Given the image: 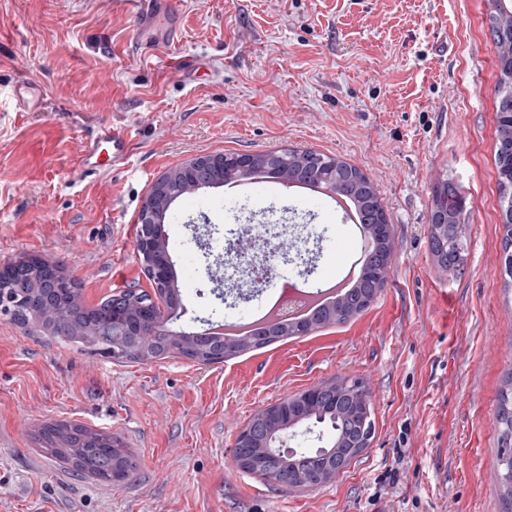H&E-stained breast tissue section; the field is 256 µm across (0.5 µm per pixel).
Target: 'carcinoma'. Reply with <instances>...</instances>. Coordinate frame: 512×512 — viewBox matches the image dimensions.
<instances>
[{
	"mask_svg": "<svg viewBox=\"0 0 512 512\" xmlns=\"http://www.w3.org/2000/svg\"><path fill=\"white\" fill-rule=\"evenodd\" d=\"M492 32L497 50L500 78L498 82L497 114L500 123L496 134V166L498 188L502 208L504 236V270L512 280V126L507 116L512 114V15L494 8L491 15ZM283 160L268 163L263 167L273 178L302 175L311 180L336 175V191L353 199L364 214L363 223L374 226L379 240V249L370 257L362 283L331 307L318 309L308 322L307 331L315 328L346 322L365 309L385 286L386 280L378 272L388 262L393 250L391 232L383 229L386 224L383 208L371 180L356 166L338 158L309 150L287 149L282 151ZM465 201L449 182L436 186L429 215L432 252L439 265L455 270L464 263ZM62 268L55 263L40 261L35 267L7 266L0 274V280L12 284V293H30L38 289L44 293L48 284L58 282ZM127 306L134 309L158 308L154 298L162 299L166 305L174 303V294L163 288H156L150 294L143 290L128 288L121 292ZM114 298L89 308L84 304L66 305L59 309L65 320L77 331L65 336L67 340H82L101 346L112 357L126 360L165 358L169 354V340L156 336L144 346L137 347L136 337L128 336L124 348L116 349L112 332L104 329L105 314L110 312ZM13 319L22 324L35 323L51 334H57L58 326L44 315H35L29 310L17 307L10 312ZM296 335L294 325H280L251 336L243 348L260 347L285 336ZM326 400L336 403H357L359 407L370 404L366 392L356 385L340 389L336 394H327ZM329 429V441L334 447L318 453L307 448L297 449V456L288 459L268 448L258 457L257 463L248 471L291 486H316L323 483L322 476L329 470L342 472L360 449L350 446L358 435L367 438L372 433L373 421L367 416L361 418L341 409L336 418L323 419ZM498 440L501 452L498 457L500 468L501 497L506 503V512H512V472L509 471L508 453H512V372L500 390L496 414ZM44 453L59 463L69 465L86 477L112 481L127 476L132 463L123 448L112 447V436L91 432L81 425L59 424L44 428L40 435Z\"/></svg>",
	"mask_w": 512,
	"mask_h": 512,
	"instance_id": "obj_1",
	"label": "carcinoma"
}]
</instances>
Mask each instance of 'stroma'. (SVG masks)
I'll list each match as a JSON object with an SVG mask.
<instances>
[{
	"instance_id": "obj_1",
	"label": "stroma",
	"mask_w": 512,
	"mask_h": 512,
	"mask_svg": "<svg viewBox=\"0 0 512 512\" xmlns=\"http://www.w3.org/2000/svg\"><path fill=\"white\" fill-rule=\"evenodd\" d=\"M180 39L133 56L122 0H0V268L60 263L93 307L153 283L134 249L153 183L217 153L312 150L372 181L393 228L374 302L343 324L203 366L119 362L0 313V512H502L496 411L512 371L494 147L500 69L490 0H176ZM43 102L19 112L11 88ZM104 122L127 136L111 170H79ZM466 203L465 262L431 249L436 186ZM262 210L312 229L314 284L342 280L361 239L333 198L278 180L183 197L164 224L182 306L248 323L297 283L215 296L199 216L234 237ZM368 393L374 434L329 483L283 486L241 469L235 441L259 410L326 382ZM79 424L117 437L130 476L60 467L38 434Z\"/></svg>"
}]
</instances>
